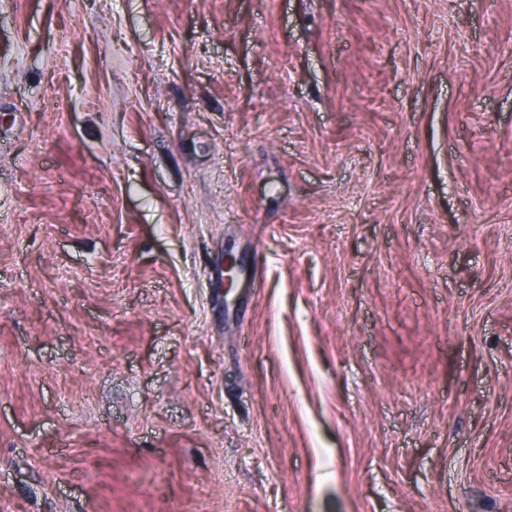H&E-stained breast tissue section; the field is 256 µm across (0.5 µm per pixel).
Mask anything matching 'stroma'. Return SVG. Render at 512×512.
<instances>
[{
	"label": "stroma",
	"instance_id": "obj_1",
	"mask_svg": "<svg viewBox=\"0 0 512 512\" xmlns=\"http://www.w3.org/2000/svg\"><path fill=\"white\" fill-rule=\"evenodd\" d=\"M0 214V512H512V0H0Z\"/></svg>",
	"mask_w": 512,
	"mask_h": 512
}]
</instances>
